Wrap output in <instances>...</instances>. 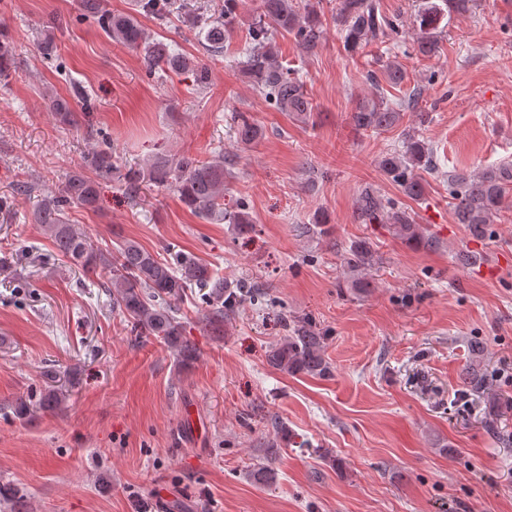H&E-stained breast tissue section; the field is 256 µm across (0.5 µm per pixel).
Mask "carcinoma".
I'll list each match as a JSON object with an SVG mask.
<instances>
[{
  "label": "carcinoma",
  "mask_w": 512,
  "mask_h": 512,
  "mask_svg": "<svg viewBox=\"0 0 512 512\" xmlns=\"http://www.w3.org/2000/svg\"><path fill=\"white\" fill-rule=\"evenodd\" d=\"M174 0H136V12L160 22L168 21ZM243 0H218L217 10L207 17L202 13L189 16L188 22L203 38L204 49L214 55L224 52ZM473 0H425V7L414 19L418 33L412 42L401 38L399 16L383 12L380 0H339L334 21L341 34L343 48L356 54L373 43H383L394 36L405 53L418 58L438 56L440 45L434 30L444 17L469 13ZM257 19L248 32L245 48V67L253 79L255 89L271 105L293 114L302 121L312 118L314 105L303 81L283 68L275 47L276 38L290 36L305 51L311 52L321 43L323 34L322 11L318 0H259ZM81 20H92L111 39L144 54L147 71H168L173 74L190 71L193 86L201 90L211 82V71L196 65L184 54L169 45L147 37L136 18L115 15L106 8L104 0H83ZM14 72V54L10 42L0 38V83L8 82ZM417 104L416 98L391 103L382 96L359 101L350 118L353 126L362 131L379 133L398 125L403 119L401 109ZM49 107L64 124L75 123L69 102L52 97ZM237 139L249 145L263 135L261 127L242 111L232 114ZM88 166L93 175L74 174L66 181L59 196L49 200L35 215L34 221L52 239L58 255L82 268L86 274L108 272V281L101 287L112 289V307L118 309L136 337L159 336L174 349L180 362L193 359L196 350L184 337V326L177 317L175 303L186 291L196 288L206 305L204 320L216 333L224 321L230 319L246 299L260 298L258 288L245 287L220 277L206 263L196 257L179 253L171 263L143 248L134 240L126 239L114 246L99 244L75 225L67 222V210L76 205L94 206L98 199L97 179L112 175L117 166L110 145L94 150ZM380 170L400 193L417 201L426 193L425 172H437L433 150L415 130L403 133L401 148L382 154L378 159ZM231 176L224 156L202 161L192 155L175 159H160L150 166L149 180L158 187H173L181 201L201 218L234 225L235 231L246 234L253 223L246 207L235 212L224 210V179ZM37 189L34 181L16 184L13 193L0 196V213H8L18 195L29 196ZM512 192V162L484 169L478 174L456 172L448 175V196L455 223L467 226L474 238H484L492 232L494 218L501 204ZM356 220L360 224H387L398 238L409 245L434 247L437 241L427 234L423 225L416 223L413 213L401 207L400 202L365 187L357 200ZM376 252L365 241L356 242L347 251V265L354 271L365 270L374 264ZM287 335L271 347L268 363L273 368L289 373H303L328 377L332 373L324 358L326 336L309 319L284 321ZM464 384L473 389L482 388L487 375L482 361L476 360L463 373ZM62 394L49 389L39 398H19L12 406L18 417L30 414L33 408L57 407ZM10 512H28L23 490L0 484V503Z\"/></svg>",
  "instance_id": "1"
}]
</instances>
